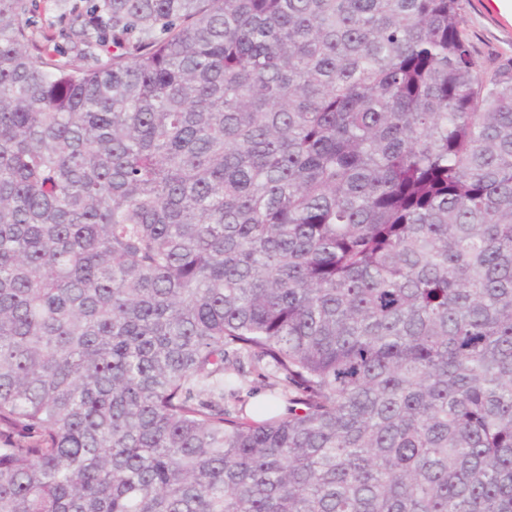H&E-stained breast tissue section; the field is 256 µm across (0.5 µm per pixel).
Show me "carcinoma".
<instances>
[{"label":"carcinoma","instance_id":"carcinoma-1","mask_svg":"<svg viewBox=\"0 0 512 512\" xmlns=\"http://www.w3.org/2000/svg\"><path fill=\"white\" fill-rule=\"evenodd\" d=\"M67 16L0 0V512H512V73L460 0Z\"/></svg>","mask_w":512,"mask_h":512}]
</instances>
